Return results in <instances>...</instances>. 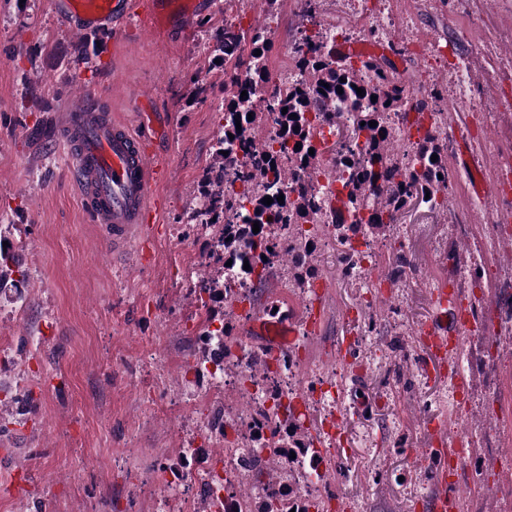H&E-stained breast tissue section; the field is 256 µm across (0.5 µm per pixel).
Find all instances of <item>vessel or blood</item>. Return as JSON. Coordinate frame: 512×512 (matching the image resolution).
Listing matches in <instances>:
<instances>
[{
  "instance_id": "1",
  "label": "vessel or blood",
  "mask_w": 512,
  "mask_h": 512,
  "mask_svg": "<svg viewBox=\"0 0 512 512\" xmlns=\"http://www.w3.org/2000/svg\"><path fill=\"white\" fill-rule=\"evenodd\" d=\"M198 7V0H51L53 14L73 31L108 29L135 16L156 38L172 28H190ZM96 99V93H89L84 103L67 109L55 132L69 149L85 210L94 223L106 225L113 250L122 251L143 237L149 216L156 212L153 187L161 165L150 155L146 134L101 111ZM434 305L435 313L425 328L431 351L439 359L456 361L458 344L448 337L444 294L436 295ZM258 328L276 351L286 348L295 334L287 325L262 322ZM434 479L439 487L434 512H463L446 471L435 470Z\"/></svg>"
}]
</instances>
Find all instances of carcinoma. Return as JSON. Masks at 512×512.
Returning <instances> with one entry per match:
<instances>
[{"label":"carcinoma","instance_id":"obj_1","mask_svg":"<svg viewBox=\"0 0 512 512\" xmlns=\"http://www.w3.org/2000/svg\"><path fill=\"white\" fill-rule=\"evenodd\" d=\"M245 39L243 29L232 22H224V28L218 34L214 52L220 64L234 61L233 69H247L252 79L241 85L235 75H230L224 82V121L220 137L216 139L212 165L208 170V188L202 190L201 203L211 216L209 226L219 227L217 234L226 239L224 252L217 254L214 263L218 265L216 274L202 277L200 292L217 300V295L224 293L227 262L232 266L243 267L249 263L248 275H256L258 282H263V272L275 262L285 258L274 241L277 226L280 224H305L313 219L315 209H336L337 196H329L321 201L314 199L313 193H300L292 199L284 197V202L277 201L282 194L279 185L288 179L293 168L317 166L322 157L329 153L343 156L352 171L351 179L355 187L345 194L347 205L353 206L368 191H384L376 208L367 216L366 223L381 231L399 222V217L416 206L426 202V192H435L431 188L432 180L447 166L448 145L430 141L428 153L422 155L424 170L412 177L411 182L398 180V172L390 163L389 147L391 133L384 124L386 112H414L417 121L424 119L427 112L439 111L441 94L431 93L430 99H419L413 87L396 71L385 55L351 56L339 52H322L323 33L303 34L293 44L292 59L300 70L302 81L299 88L289 89L279 95L267 93L269 70L265 55L249 54L244 60L237 55ZM346 82H340V79ZM364 93L357 94L356 88ZM343 93H337V89ZM253 99L255 105L246 112L239 109L243 100L242 92ZM319 97L324 103V111L314 117H307L311 96ZM376 101H371V96ZM341 100L353 105L352 127L338 131L336 139L330 141L322 133H317L316 126L336 117L334 105ZM287 113H282V109ZM253 120H248V116ZM240 117L241 130H236L235 117ZM366 125H361V122ZM375 121L371 127L367 122ZM268 126L287 127L285 138L278 144L265 141L263 132ZM385 137H380V134ZM234 138H229V135ZM365 137L364 148L356 152L350 147V141L359 136ZM237 143L244 153L251 158V169L238 168L234 158L223 155L224 143ZM301 143V148L288 147V143ZM314 154H309V149ZM438 155L431 161L432 155ZM239 181L244 193L250 200L251 209L242 214L237 205L218 197L224 189V181ZM273 199V203H263L264 197ZM259 223L260 231L253 232V223ZM15 261L12 248H3L0 243V294L18 288L11 277L10 264ZM214 332L203 330L199 335L202 355L197 362L220 363V358L211 350V336ZM302 424L293 423V428L285 432L282 439L273 444L275 448H305L307 443L298 438ZM293 500L288 496L279 504L259 501L251 505L250 512H291Z\"/></svg>","mask_w":512,"mask_h":512}]
</instances>
